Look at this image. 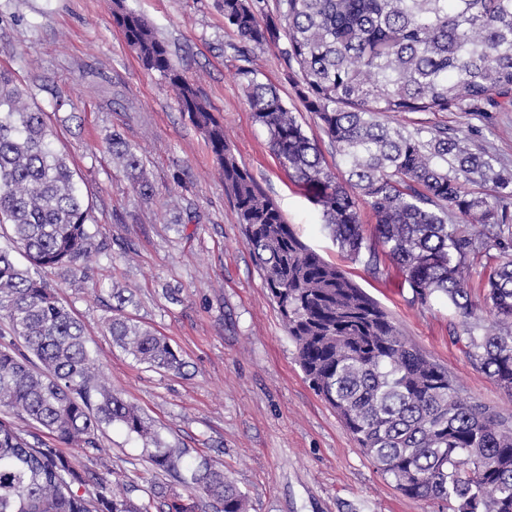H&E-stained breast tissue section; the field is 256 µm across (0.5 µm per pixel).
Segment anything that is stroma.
Returning a JSON list of instances; mask_svg holds the SVG:
<instances>
[{
	"label": "stroma",
	"instance_id": "1",
	"mask_svg": "<svg viewBox=\"0 0 512 512\" xmlns=\"http://www.w3.org/2000/svg\"><path fill=\"white\" fill-rule=\"evenodd\" d=\"M141 14L200 96L224 124L237 159L301 239L343 270L424 355L447 368L464 396L512 416V397L469 356L466 333L447 299L420 303L396 264L350 260L272 154L237 72L240 38L219 0H0V69L34 94L54 144L78 174L91 225L105 239L85 280L43 272L84 326L89 349L113 391L138 407L169 445L222 466L248 496V512H449L447 503L404 496L312 389L295 345L255 265L234 203L203 134L174 91L143 68L112 13ZM252 64L274 85L328 168L345 167L314 113L298 99V74L271 46ZM408 129L448 127L512 164V111L490 120L465 112L388 113ZM139 149L153 192L133 190L105 139ZM125 316L166 337L180 370L137 362L104 328L113 291ZM29 441L57 449L78 472L111 471V495L147 500L158 486L189 492L155 469L142 440L120 425L99 436L102 455L57 443L31 421L0 412Z\"/></svg>",
	"mask_w": 512,
	"mask_h": 512
}]
</instances>
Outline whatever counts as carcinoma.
I'll return each instance as SVG.
<instances>
[{"label":"carcinoma","instance_id":"1","mask_svg":"<svg viewBox=\"0 0 512 512\" xmlns=\"http://www.w3.org/2000/svg\"><path fill=\"white\" fill-rule=\"evenodd\" d=\"M224 20L249 46L273 45L299 75L296 95L347 166L327 170L278 91L252 65L239 69L255 121L289 176L307 188L326 227L353 260L396 263L417 299L442 296L464 320L469 355L512 395V169L472 137L439 127L410 131L388 112H505L512 105V0H220ZM113 22L142 65L176 91L201 130L234 198L252 257L286 322L305 377L343 419L360 448L403 495L450 502L452 512H512V418L460 394L448 371L409 345L387 313L343 271L321 259L286 224L231 153L224 125L174 64L147 21L117 0ZM11 72L0 70V228L29 266L0 249V319L24 349L0 348V408L57 441L99 450L103 427L121 425L151 445L155 468L202 493L212 512H247L224 470L173 448L139 409L112 391L82 323L39 270L85 276L97 232L46 113ZM112 157L133 188L153 191L136 147L114 133ZM492 185L494 193L479 188ZM376 217L364 236L359 205ZM463 223H455V219ZM485 227L484 238L465 224ZM490 239L501 258L483 305L468 289L471 260ZM105 328L140 362L178 371L163 336L127 318ZM105 473L82 475L55 448H42L0 421V512H195L197 504L104 500Z\"/></svg>","mask_w":512,"mask_h":512}]
</instances>
